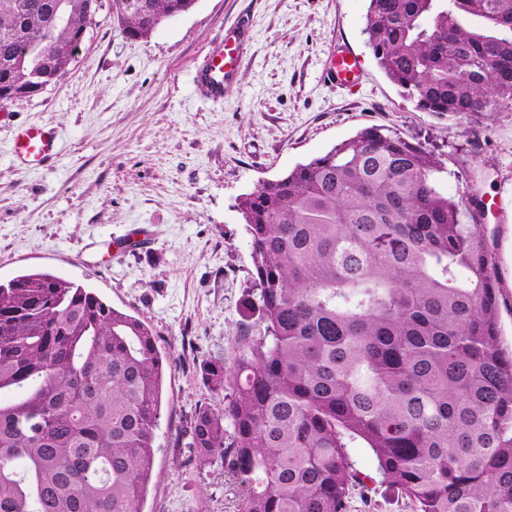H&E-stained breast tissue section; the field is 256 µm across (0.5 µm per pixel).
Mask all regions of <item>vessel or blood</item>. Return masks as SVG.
<instances>
[{"label":"vessel or blood","instance_id":"vessel-or-blood-1","mask_svg":"<svg viewBox=\"0 0 512 512\" xmlns=\"http://www.w3.org/2000/svg\"><path fill=\"white\" fill-rule=\"evenodd\" d=\"M250 39L246 22H238L235 30L205 55L195 71L194 82L205 97L214 101L224 97V85L233 78L242 63L243 52ZM326 78L336 87H353L361 78V62L347 47L339 45L330 56ZM13 161L26 169L39 170L51 166L59 156L55 130L42 125H21L15 130L10 150Z\"/></svg>","mask_w":512,"mask_h":512}]
</instances>
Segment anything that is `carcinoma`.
<instances>
[{
  "instance_id": "obj_1",
  "label": "carcinoma",
  "mask_w": 512,
  "mask_h": 512,
  "mask_svg": "<svg viewBox=\"0 0 512 512\" xmlns=\"http://www.w3.org/2000/svg\"><path fill=\"white\" fill-rule=\"evenodd\" d=\"M195 0H112L150 35ZM98 0H0V90L55 83ZM378 68L441 117L512 106V0H369ZM376 127L240 198L262 329L190 423L239 512H351L360 440L414 512H512V349L481 197ZM165 366L150 328L33 271L0 283V512H143ZM233 428L225 444L224 420Z\"/></svg>"
}]
</instances>
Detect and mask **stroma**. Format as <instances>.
<instances>
[{
	"label": "stroma",
	"mask_w": 512,
	"mask_h": 512,
	"mask_svg": "<svg viewBox=\"0 0 512 512\" xmlns=\"http://www.w3.org/2000/svg\"><path fill=\"white\" fill-rule=\"evenodd\" d=\"M369 0H196L151 35L126 39L99 0L69 71L0 107V282L46 271L94 289L143 320L166 365L144 512H237L242 488L221 460L198 465L187 427L223 407L205 362H232L261 326L240 197L374 126L440 156L441 187H472L499 278L512 343V107L488 121L439 118L377 67L364 32ZM254 39L224 98L193 82L204 51L240 15ZM359 57L351 89L324 82L336 44ZM21 124L58 135L53 166L30 171L9 148ZM149 239L129 245L135 229Z\"/></svg>",
	"instance_id": "35a3bbf8"
}]
</instances>
